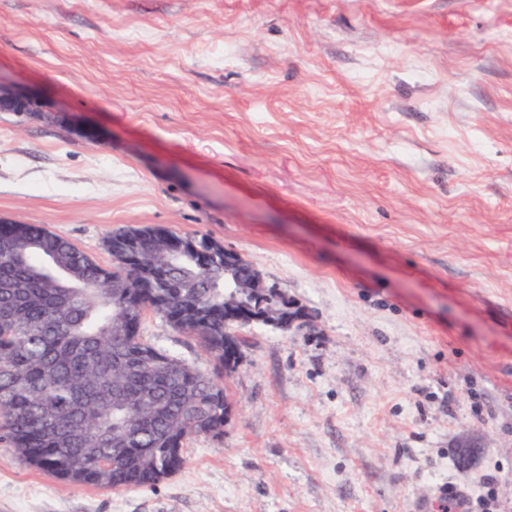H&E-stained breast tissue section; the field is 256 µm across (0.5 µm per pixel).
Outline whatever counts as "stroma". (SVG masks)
I'll use <instances>...</instances> for the list:
<instances>
[{"label":"stroma","instance_id":"35a3bbf8","mask_svg":"<svg viewBox=\"0 0 512 512\" xmlns=\"http://www.w3.org/2000/svg\"><path fill=\"white\" fill-rule=\"evenodd\" d=\"M0 86L44 106L0 112V216L103 266L123 228L207 236L313 316L238 329L176 474L0 443V512H512V0H0Z\"/></svg>","mask_w":512,"mask_h":512}]
</instances>
